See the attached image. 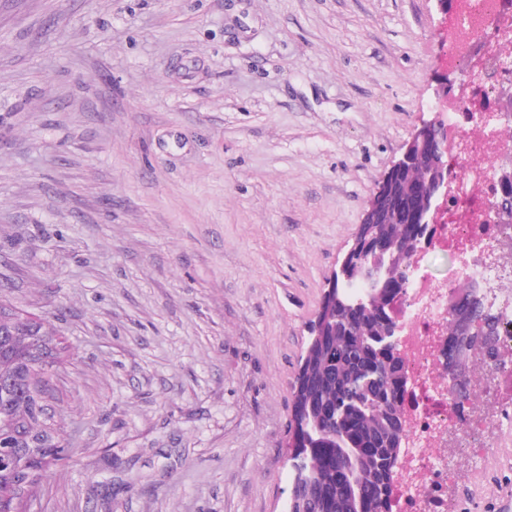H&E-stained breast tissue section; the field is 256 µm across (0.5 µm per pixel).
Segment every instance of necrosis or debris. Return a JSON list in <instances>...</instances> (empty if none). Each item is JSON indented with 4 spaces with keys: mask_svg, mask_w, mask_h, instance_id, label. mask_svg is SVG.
<instances>
[{
    "mask_svg": "<svg viewBox=\"0 0 512 512\" xmlns=\"http://www.w3.org/2000/svg\"><path fill=\"white\" fill-rule=\"evenodd\" d=\"M462 28H449L448 63L461 80L444 105L453 180L425 255L449 256L447 275L412 263L411 288L390 311L401 326L409 383L401 399L402 448L392 512H453L477 464L495 454L512 426V224L502 221L497 177L512 157L503 128V92L512 87V0H458ZM478 285L500 319L494 355L478 379L448 381L446 355L454 304Z\"/></svg>",
    "mask_w": 512,
    "mask_h": 512,
    "instance_id": "1",
    "label": "necrosis or debris"
}]
</instances>
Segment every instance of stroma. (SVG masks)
I'll use <instances>...</instances> for the list:
<instances>
[{
	"instance_id": "obj_1",
	"label": "stroma",
	"mask_w": 512,
	"mask_h": 512,
	"mask_svg": "<svg viewBox=\"0 0 512 512\" xmlns=\"http://www.w3.org/2000/svg\"><path fill=\"white\" fill-rule=\"evenodd\" d=\"M438 0H0V288L48 315L33 512H282L331 274L460 75ZM496 484L512 492V435Z\"/></svg>"
}]
</instances>
